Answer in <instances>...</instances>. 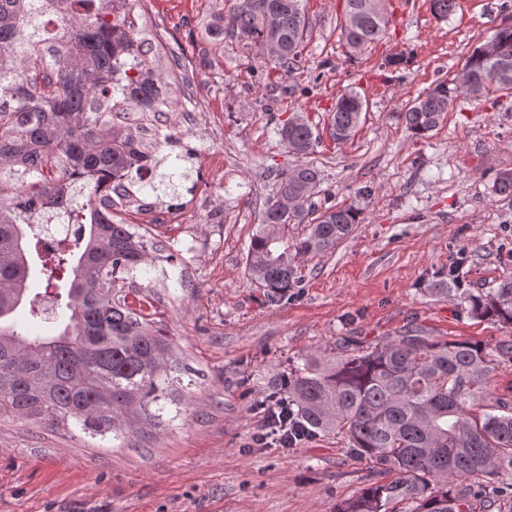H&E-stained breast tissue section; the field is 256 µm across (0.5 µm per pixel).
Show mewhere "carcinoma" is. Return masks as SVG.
<instances>
[{
  "mask_svg": "<svg viewBox=\"0 0 512 512\" xmlns=\"http://www.w3.org/2000/svg\"><path fill=\"white\" fill-rule=\"evenodd\" d=\"M343 2L342 35L352 52L385 36V0ZM100 11L99 0H0V174L9 177L0 178V419L72 424L92 439L122 442L131 431L150 439L186 414L172 340L120 296L153 245L135 225L112 220L118 199L164 204L176 172H158L173 156L161 151L180 138L153 123L173 103L150 63L145 30ZM226 32L288 70L301 57L306 19L300 0H236L211 23L216 44ZM491 41L494 56L475 48L454 88L440 83L408 108L413 135L435 130L457 94L479 101L492 88L512 90V24ZM363 109L356 92L341 94L329 115L332 138L348 140ZM281 135L301 156L317 142L299 118ZM104 181L112 194L102 198ZM320 184L309 163L281 172L250 240L246 265L271 306L302 283L294 255L334 248L357 222L351 207L312 217ZM493 188L512 200V170L499 171ZM48 194L77 228L45 255L44 228L28 212ZM290 224L306 225L292 244ZM33 254L51 309L64 321L54 336H26L14 322L26 304L30 316L42 313L27 292ZM459 299L472 318L512 328L511 280L493 295L462 291ZM301 361L282 403L305 435H341L352 457L374 465L371 482L336 512H512V403L489 392L494 372L512 363V337L490 348L411 328L375 343L348 339L333 356Z\"/></svg>",
  "mask_w": 512,
  "mask_h": 512,
  "instance_id": "1",
  "label": "carcinoma"
}]
</instances>
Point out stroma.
Returning a JSON list of instances; mask_svg holds the SVG:
<instances>
[{"label":"stroma","mask_w":512,"mask_h":512,"mask_svg":"<svg viewBox=\"0 0 512 512\" xmlns=\"http://www.w3.org/2000/svg\"><path fill=\"white\" fill-rule=\"evenodd\" d=\"M221 0H157L141 17L155 38L204 70L178 85L175 112L196 147L194 171L167 204L195 201L181 224H138L156 243L135 273L142 308L173 336L187 370L186 418L121 448H90L78 434L30 420L0 422V512H335L365 487L368 461L346 440L320 435L291 449L260 442L261 404L301 356L336 352L344 338L370 343L409 328L487 346L512 335L471 318L457 287L488 293L512 277V204L493 192L512 168V94L456 96L423 137L403 114L512 18L504 0H457L437 19L429 0H387L384 38L351 54L342 0H302L307 34L298 67L276 69L235 37L215 47L207 25ZM367 104L354 135L334 141L328 114L344 90ZM319 140L316 205L353 206L358 222L332 250L296 258L300 288L269 306L246 267L247 249L278 174L297 165L279 129L292 116ZM223 154L215 168L208 158Z\"/></svg>","instance_id":"1"}]
</instances>
